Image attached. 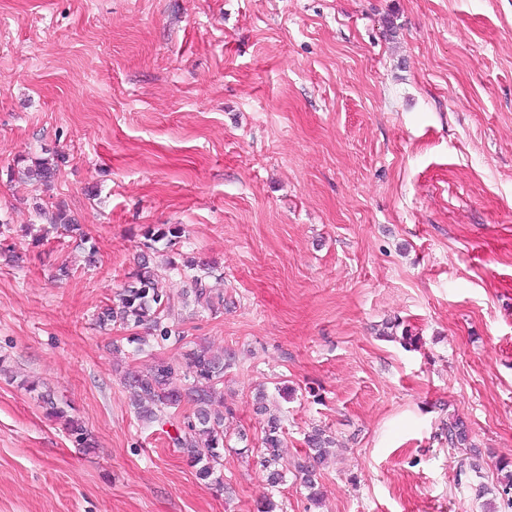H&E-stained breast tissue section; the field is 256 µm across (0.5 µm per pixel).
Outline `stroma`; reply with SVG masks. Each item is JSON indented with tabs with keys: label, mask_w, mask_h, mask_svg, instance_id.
Masks as SVG:
<instances>
[{
	"label": "stroma",
	"mask_w": 512,
	"mask_h": 512,
	"mask_svg": "<svg viewBox=\"0 0 512 512\" xmlns=\"http://www.w3.org/2000/svg\"><path fill=\"white\" fill-rule=\"evenodd\" d=\"M59 205L94 266L40 217ZM0 219L23 257L0 258V512H257L269 492L284 512H512V0H0ZM162 224L184 230L173 337L99 326ZM200 346L234 354L219 487L126 385ZM260 392L284 426L274 492ZM454 419L472 447H449ZM316 425L336 446L313 506ZM59 159L61 160V158L57 157L55 162H49L48 159H41L35 162L33 166L27 168V177L37 186H50L55 176ZM41 399L49 407L51 416L56 418H64L66 430L71 434L75 435L78 444H81L84 448L92 447L91 441H89L88 433L82 425V423L67 414V410L64 407L58 406V403L51 398L50 394H42Z\"/></svg>",
	"instance_id": "obj_1"
}]
</instances>
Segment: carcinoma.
I'll use <instances>...</instances> for the list:
<instances>
[{
  "label": "carcinoma",
  "instance_id": "1",
  "mask_svg": "<svg viewBox=\"0 0 512 512\" xmlns=\"http://www.w3.org/2000/svg\"><path fill=\"white\" fill-rule=\"evenodd\" d=\"M58 162L42 159L27 168L29 180L38 186L48 187L53 181ZM49 223L66 231H76L80 239H85L81 225L74 223L67 210L58 206L47 216ZM183 228L179 224H169L150 228L145 237L150 240L147 248L156 250V244L170 247L181 237ZM194 294L197 303L209 309L222 304V296H213L210 288L197 277L193 279ZM169 300L160 287L158 269L150 265L148 257H141L132 273L131 282L120 295V305L106 307L98 315L102 324L119 321L136 326L148 325L163 340L169 339L171 329L164 325L165 311ZM224 359L214 356L205 348L192 350L187 354V371L181 375L171 365L156 363L144 371L128 378V386L135 398L140 420L148 423H166L164 409H174L179 415L177 434L173 437L175 447L182 449L190 464L196 468L198 479L210 485L220 471L227 448L224 435V414L213 410L219 392L218 385L223 378ZM49 407L50 414L65 421L66 430L75 436L85 448L92 447L88 433L82 423L69 416L65 408L58 405L48 394L41 395ZM448 445L452 447H474L464 422L456 419L443 426ZM283 424L277 415H269L261 437L262 454L260 464L269 472V484L273 487L283 482V473L278 469L280 448L283 445ZM305 444L309 450L311 464L299 465L302 479L310 490V500L318 502V488L315 465L323 463L333 447V438L323 428H313L306 436ZM498 483L502 494L512 493V461L501 462L497 466Z\"/></svg>",
  "mask_w": 512,
  "mask_h": 512
}]
</instances>
